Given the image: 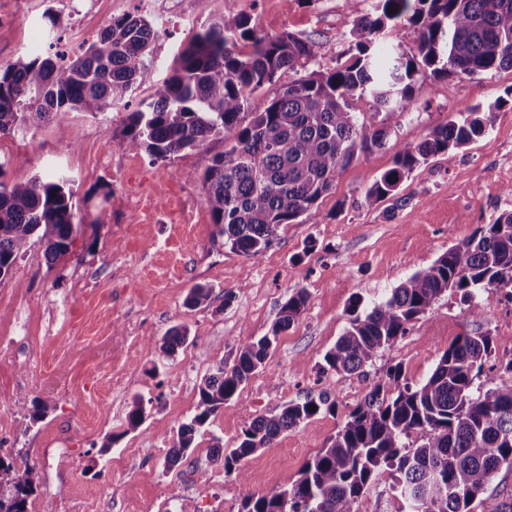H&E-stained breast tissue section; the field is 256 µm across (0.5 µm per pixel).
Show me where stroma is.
Instances as JSON below:
<instances>
[{"instance_id":"35a3bbf8","label":"stroma","mask_w":512,"mask_h":512,"mask_svg":"<svg viewBox=\"0 0 512 512\" xmlns=\"http://www.w3.org/2000/svg\"><path fill=\"white\" fill-rule=\"evenodd\" d=\"M263 32H290L319 43L321 68L346 60L350 32L377 0H234ZM225 9L224 0H0V62L22 46L44 52L57 30L66 53L91 42L112 18L139 13L160 28L151 62L126 103L98 114L72 112L40 128L0 138V172L17 169L72 181L80 233L71 255L47 264L35 247L0 281V456L39 463L29 512H240L245 497L268 496L296 478L303 464L343 426L386 370L401 365L423 384L458 337L489 334L494 358H512V302L492 296L473 317L458 293L441 296L407 334L385 348L367 376L323 370V355L349 326V304L371 307L448 247L470 238L512 209L502 171L512 170V69L473 77H425L412 103L391 123L385 148L361 157L316 204L256 259L215 234L201 177L229 144L211 140L171 163L130 152L123 121L170 73L190 30ZM57 24L49 26L46 11ZM495 106L493 125L468 146L430 158L400 187L401 203L370 206L365 193L392 168L396 151L472 106ZM212 290L191 307V288ZM309 294L301 317L281 331L263 367L210 419L188 458L167 468L168 443L194 416L198 386L239 344L268 334L282 304ZM188 342L167 357L160 350L174 325ZM329 393L335 411L281 433L272 447L244 459V476L214 468V444L237 446L258 416ZM148 403L145 423L127 431L134 399ZM212 473L209 482L199 471ZM179 503L169 499L171 487ZM472 512H512V469H501Z\"/></svg>"}]
</instances>
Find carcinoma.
<instances>
[{
    "label": "carcinoma",
    "instance_id": "obj_1",
    "mask_svg": "<svg viewBox=\"0 0 512 512\" xmlns=\"http://www.w3.org/2000/svg\"><path fill=\"white\" fill-rule=\"evenodd\" d=\"M379 6L378 17L361 18L350 31L356 54L327 71L309 70L317 62L315 42L290 32L264 34L248 15L224 14L190 34L172 74L143 108L128 113L123 145L168 164L213 137L231 140L202 176L205 200L224 245L260 257L283 225L314 216L317 201L342 171L388 144L387 121L412 102L418 77H472L512 68V0H379ZM402 20L417 35L416 52H381L379 32L386 22ZM154 37L145 16L126 14L68 62L27 53L0 66V136L72 111L97 114L124 101L150 63ZM287 69L299 78L274 97L251 103L253 93ZM365 94L385 110L386 123L371 127L351 112V103ZM496 108L482 113L468 107L419 143L399 148L394 166L366 191V203L401 201L399 188L416 167L483 135ZM69 184L65 175L42 180L21 168L0 179V281L37 243L49 264L72 252L80 225L73 223ZM511 285L512 210L448 248L370 309L360 310L361 300L354 299L349 327L323 355L324 370L363 376L378 353L405 336L441 295L461 294L478 315L483 305L475 291L490 298ZM210 299L211 288L197 285L186 304L198 307ZM307 302L304 288L289 296L271 333L241 344L232 366L221 361L201 380L196 414L170 439L169 465L187 457L199 429L229 406ZM188 339L187 327L176 325L160 349L170 356ZM491 352L490 336H460L417 386L403 380L400 365L390 367L387 380L371 388L296 479L270 496L246 498L242 512H354L378 478L398 499L397 512H470L495 474L512 467V381L484 375ZM482 375L484 390L474 387ZM334 407L324 393L290 403L273 417H257L242 430L237 447L227 453L220 445L212 448V463L240 474L241 462L271 446L281 432ZM146 413L144 402L134 400L127 431L139 429ZM37 480L36 463L19 466L0 457V512H28Z\"/></svg>",
    "mask_w": 512,
    "mask_h": 512
}]
</instances>
